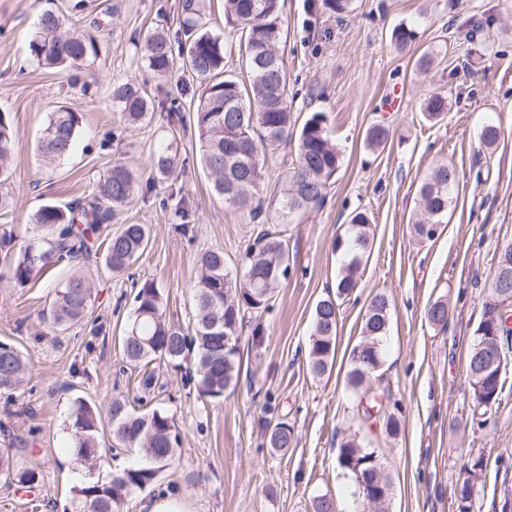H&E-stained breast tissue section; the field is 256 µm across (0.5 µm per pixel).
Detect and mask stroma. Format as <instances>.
Wrapping results in <instances>:
<instances>
[{"instance_id": "obj_1", "label": "stroma", "mask_w": 512, "mask_h": 512, "mask_svg": "<svg viewBox=\"0 0 512 512\" xmlns=\"http://www.w3.org/2000/svg\"><path fill=\"white\" fill-rule=\"evenodd\" d=\"M320 0H283L280 49L291 76L290 99L298 122L313 113L338 145L341 165L320 208L281 225L291 272L264 312L246 315L239 341L242 370L234 391L200 399L189 363L158 365L151 404L173 416L181 442L174 463L148 489L131 494L122 512L176 488L193 512H312L328 493L337 512H368L352 476L339 468L342 440L375 449L392 481L384 512H454V489L468 462L488 461L475 481L476 512H496L504 486H512V371L499 406L487 418L473 413L466 358L484 312L485 287L499 249L512 243V0H352L349 13L319 10ZM182 0H0V112L16 136L11 176L0 193V231L16 242L32 237L35 212L45 203L84 198L113 163L149 176L150 154L162 144L176 153L172 184L136 196L117 223L147 224L151 243L133 267L154 281L168 321L188 325L199 258L209 249L237 260L258 227L216 197L195 157L191 130L171 127L163 112L151 125L125 128L112 109L114 83L147 80L141 47L158 29H177ZM64 14L80 33L96 34L100 57L68 74L39 65L27 43L44 11ZM415 28L419 52L432 64L420 71L413 58L390 45L394 27ZM156 100L197 97L189 75L147 80ZM448 99L443 121L426 122L421 107L432 94ZM67 107L81 116L79 136L60 164L36 150L50 112ZM501 137L482 148L481 128ZM389 128L384 150L364 145L367 129ZM439 162L457 175L448 216L437 236L422 240L412 223L421 180ZM180 190L191 210L192 232L181 234L159 205ZM367 214L372 250L360 286L339 310L336 356L330 376L306 369L317 302L334 289L342 257L334 249L351 215ZM93 295L82 321L59 332L42 322L53 292L70 275L56 266L25 285L0 269V339L28 358L21 389H0V449L17 467H35L39 512H71V488L85 474L74 451L69 412L75 399L103 407L115 395L136 401V372L115 345L131 313V282L102 263L84 268ZM393 304L381 381L400 420L397 436L367 421L345 382L349 353L361 340V318L372 294ZM448 305L446 327L425 311ZM294 428L287 452L267 445L266 424Z\"/></svg>"}]
</instances>
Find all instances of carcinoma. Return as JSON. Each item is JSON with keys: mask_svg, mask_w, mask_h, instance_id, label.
Listing matches in <instances>:
<instances>
[{"mask_svg": "<svg viewBox=\"0 0 512 512\" xmlns=\"http://www.w3.org/2000/svg\"><path fill=\"white\" fill-rule=\"evenodd\" d=\"M211 0H183V20L173 33L157 31L150 35L141 56V67L157 80H166L180 68L196 81L197 99L189 121L182 109L156 102L147 90V82L127 80L112 85L113 111L130 128L152 120L155 108L167 112L171 125L193 126L200 142L199 164L206 173L213 192L224 202L241 210L256 224H290L300 213L321 206L330 180L340 167L341 152L331 139L321 113L312 114L302 126H296L289 102L288 69L283 57L276 56L283 29L280 0H224V26L240 32L238 54L243 77L226 74V49L223 36L210 27ZM415 40L413 28L401 24L393 29L391 45L399 54H407ZM31 56L47 68L62 72L77 71L94 64L99 56L98 43L67 28L65 20L53 11L41 14L38 29L29 41ZM276 65L267 67V61ZM447 111L446 98L429 96L422 106L428 121L441 118ZM79 116L59 107L50 113L38 140V151L53 163L64 158L74 145ZM15 130L9 116L0 112V183L9 179L10 147ZM389 130L371 126L365 135L372 151L386 145ZM294 144L295 160L282 177L281 190L271 201L263 194V164L281 146ZM155 179H167L176 168V158L169 148L155 150L149 159ZM456 183L453 167L436 165L419 187V213L413 223L415 235L431 240V224L440 225L448 213ZM151 188L138 181L136 174L123 164H115L96 188L75 205H42L33 216L37 237L15 247L12 233L0 234V263L13 279L23 285L48 267L67 262L77 268L91 260V241L102 226L110 224L135 195ZM162 209H171L180 220L182 231L189 225V209L184 200L171 193L160 201ZM147 224L125 223L105 238L104 265L118 274L127 271L150 244ZM335 249L344 250V260L336 280V296L318 301L313 316L307 369L315 378L331 372L336 355L338 301L359 286V271L371 249L370 222L357 212L350 217ZM289 269L288 244L280 233L260 231L247 246L238 262L228 263L224 251L210 249L200 257V275L194 284L196 306L191 326L182 328L168 322L164 314L163 294L154 281L141 282L134 295L133 314L120 339L122 359L132 369H143L140 386L151 391L157 379L148 370L154 363L176 364L194 354V380L200 397L217 399L237 386L241 373L240 352L225 348L224 339L237 342L248 313H261L276 289L286 280ZM89 280L75 271L55 289L51 303V324L62 330L78 323L91 299ZM392 303L383 293L374 294L362 316V340L349 354L346 372L348 388L359 399L366 419L383 417L388 435L399 431V418L384 406L390 394L369 384L384 363L383 343L387 335ZM435 326L448 322V307L433 302L425 312ZM499 343L512 338V312L499 313ZM474 342L466 363V375L474 408L485 415L497 404L504 381L478 377L486 348ZM28 366L23 353L8 342H0V388L15 389L24 381ZM107 416L116 444L139 449V462L116 470L108 479L95 476L103 455L97 446L102 416ZM70 427L75 438L77 459L87 469L82 481L72 489L75 512H121L125 499L152 485L174 460L179 435L173 416L154 408L136 415L123 397L112 398L101 412L83 399L72 403ZM294 441L288 423H275L267 434V444L282 451ZM337 464L349 472L359 496L381 488L390 492L392 481L382 468L373 448H366L349 438L338 448ZM483 458L465 468V477L454 491L456 512H475L477 492L473 477L484 470ZM0 475L9 483L33 489L40 475L33 467L18 469L6 451L0 454Z\"/></svg>", "mask_w": 512, "mask_h": 512, "instance_id": "cac0c4a2", "label": "carcinoma"}]
</instances>
